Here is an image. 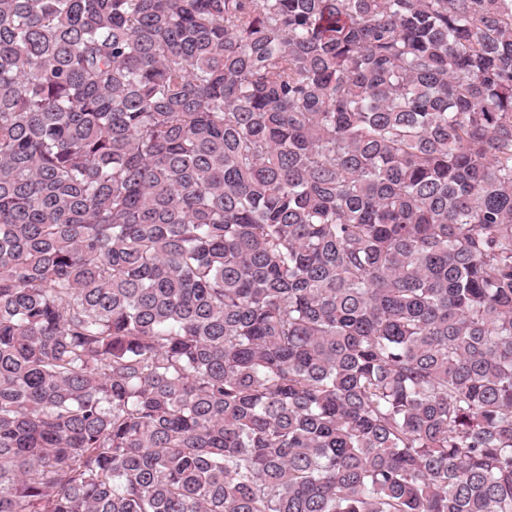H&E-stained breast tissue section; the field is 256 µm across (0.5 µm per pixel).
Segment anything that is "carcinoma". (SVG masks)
<instances>
[{
  "mask_svg": "<svg viewBox=\"0 0 512 512\" xmlns=\"http://www.w3.org/2000/svg\"><path fill=\"white\" fill-rule=\"evenodd\" d=\"M0 512H512V0H0Z\"/></svg>",
  "mask_w": 512,
  "mask_h": 512,
  "instance_id": "1",
  "label": "carcinoma"
}]
</instances>
